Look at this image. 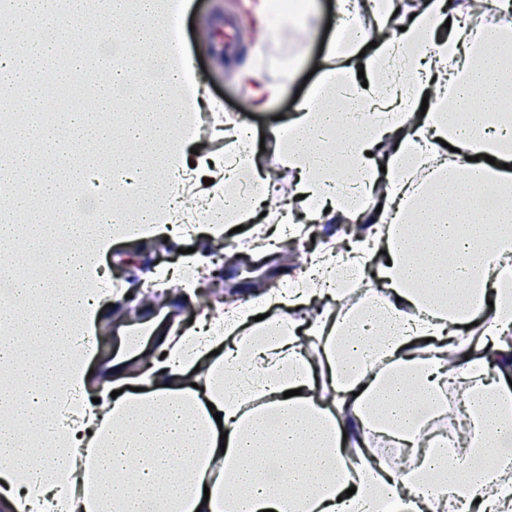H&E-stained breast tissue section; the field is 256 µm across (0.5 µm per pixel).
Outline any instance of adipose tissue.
I'll return each instance as SVG.
<instances>
[{
  "label": "adipose tissue",
  "instance_id": "obj_1",
  "mask_svg": "<svg viewBox=\"0 0 512 512\" xmlns=\"http://www.w3.org/2000/svg\"><path fill=\"white\" fill-rule=\"evenodd\" d=\"M486 5L502 20L481 32ZM338 6L332 63L266 138L313 217L344 222L363 198L380 217L287 287L171 327L132 369L98 355L103 311L124 300L102 254L116 239L217 244L249 223L253 250L283 246L253 222L272 190L204 99L180 37L188 0H6L0 88L18 119L0 148L14 216L0 267L22 239L31 269L0 289V512H512V0ZM77 29L109 58L114 95L82 89L60 112L56 57ZM238 79L257 111L286 93L256 60ZM204 113L225 154L203 146ZM344 126L357 133L340 144ZM95 170L112 197L70 224L64 203ZM483 190L500 201L486 215L471 203ZM452 386L466 430L451 440L428 426ZM375 436L407 462L387 463Z\"/></svg>",
  "mask_w": 512,
  "mask_h": 512
}]
</instances>
